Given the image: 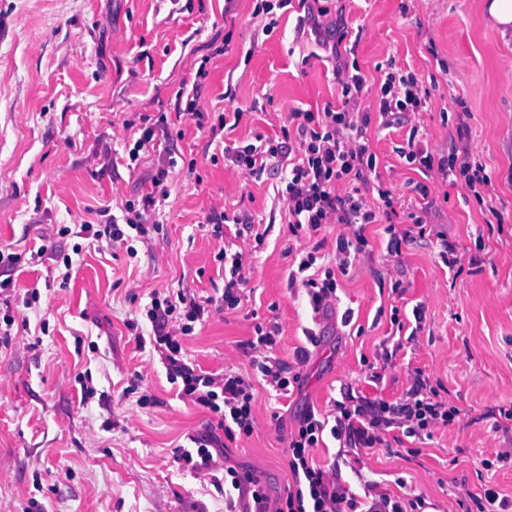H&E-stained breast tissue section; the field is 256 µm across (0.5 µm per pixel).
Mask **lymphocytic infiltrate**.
Instances as JSON below:
<instances>
[{
	"mask_svg": "<svg viewBox=\"0 0 512 512\" xmlns=\"http://www.w3.org/2000/svg\"><path fill=\"white\" fill-rule=\"evenodd\" d=\"M295 6L301 11L297 18L298 36L313 34L316 45L336 57L333 74L342 87V99L339 105H326L320 112L288 113L278 138L259 135L254 142L226 148L224 161L255 178L268 171L278 175V194L285 205L290 235L308 238L323 225L342 226L333 254H322L317 245L305 248L296 269L288 273L289 285L304 288L313 311L318 312L335 300L337 277L347 274L352 256L365 253L368 248L369 225L384 224L389 236L387 253L394 258L400 256L403 242L426 235L424 213L411 212L406 220L395 221L394 201L378 181L376 155L369 150L367 131L374 121L384 128L403 123L407 114L422 111L427 97L414 74L390 71L379 87L377 114L361 111L366 79L361 73L351 72L340 59V46L348 34L344 26L321 28L310 0H262L258 12L266 18L265 31L277 26L278 11ZM401 155L421 172L433 171L443 181L461 182L477 197L485 194L491 184L482 165L454 155L435 158L415 127L411 128ZM165 178L162 171L154 177L153 184L160 192L147 194L143 209L127 203L122 218H109L97 229L83 224L81 235L110 244L132 235L145 239L149 232L146 209L155 206L158 198L167 197ZM219 257L224 261V291L214 305L232 309L241 301L250 267L240 252L230 254L223 250ZM205 312L203 304L185 293L174 298L156 294L147 306L146 317L167 379L175 385L178 396L215 414L225 436L232 441L237 435L248 436L254 430V385L243 374L228 371L217 377L186 361L182 339L193 333L194 323L201 321ZM278 334V324L255 325L247 345L264 381L286 395L299 386L301 378L290 374L283 361L267 356L266 351L275 344ZM460 414V408L443 398L419 370L407 392L394 401L346 395L335 404L333 425H326L313 410H305L288 442V470L293 483L274 512H358L362 508L343 484L339 462L322 466L313 459L311 450L322 442L324 433H331L343 448H374L384 444L389 428H404L410 437L428 435Z\"/></svg>",
	"mask_w": 512,
	"mask_h": 512,
	"instance_id": "f902f5d3",
	"label": "lymphocytic infiltrate"
}]
</instances>
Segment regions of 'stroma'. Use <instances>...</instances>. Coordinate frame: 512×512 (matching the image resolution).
Wrapping results in <instances>:
<instances>
[{"label": "stroma", "mask_w": 512, "mask_h": 512, "mask_svg": "<svg viewBox=\"0 0 512 512\" xmlns=\"http://www.w3.org/2000/svg\"><path fill=\"white\" fill-rule=\"evenodd\" d=\"M256 3L0 0V252L19 257L12 287L0 293V316L15 318L0 348V512H225L224 488L212 479L230 466L276 504L291 480L287 446L301 407L332 415L348 391L393 400L418 369L462 408L459 419L428 437L391 429L389 445L366 451L330 438L313 449L315 461L339 462L360 499L418 495L423 512H471L472 495L490 487L512 503V426L495 418L512 406V38L492 27L485 0H316L322 25L345 18L347 61L367 81L393 66L428 91L410 124L374 123L367 138L396 210L427 209L460 259L459 273L449 272L425 237L389 260L387 234L370 225V253L316 315L305 290L288 285L294 254L310 240L289 239L277 177L212 160L220 145L278 136L287 113L341 96L331 59L295 40L296 14H282L268 34ZM191 95L210 118L237 107L244 115L211 135L184 114ZM145 115L167 122L133 163ZM414 125L434 156L465 150L482 163L488 202L401 158ZM161 167L169 196L136 256L68 234L100 209L117 215L141 201ZM421 182L427 195L414 190ZM237 208L266 230L263 241H236L252 256L242 301L209 310L182 339L202 370L252 377L254 431L231 441L215 415L177 397L145 306L156 291L199 302L222 295L223 241L206 219ZM493 210L504 229L492 234ZM42 245L47 256L32 259ZM63 255L72 259L65 281L54 262ZM395 319L403 335L393 334ZM269 322L280 328L273 356L301 376L287 397L254 375L245 346L255 324ZM300 347L309 351L302 364ZM200 435L214 447L209 475L173 461L177 446Z\"/></svg>", "instance_id": "stroma-1"}]
</instances>
